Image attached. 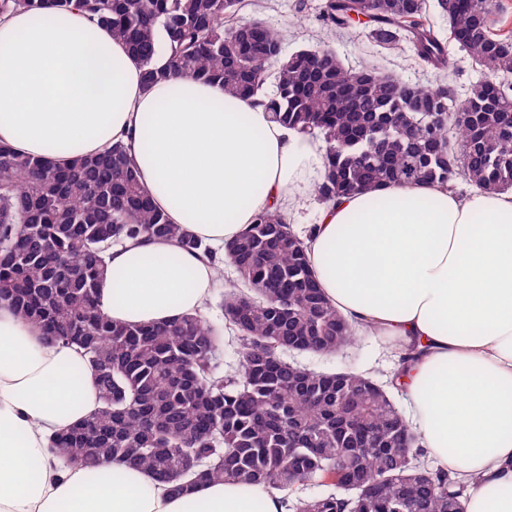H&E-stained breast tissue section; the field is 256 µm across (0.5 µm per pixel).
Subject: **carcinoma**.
I'll return each mask as SVG.
<instances>
[{"mask_svg": "<svg viewBox=\"0 0 512 512\" xmlns=\"http://www.w3.org/2000/svg\"><path fill=\"white\" fill-rule=\"evenodd\" d=\"M72 0H0V16L64 11ZM124 41L148 85L189 76L236 96L263 95L274 118L325 145L315 194L323 202L388 184L463 177L489 193L512 190V39L494 33L495 0H327L337 33L367 17L373 43L407 53L443 78L448 43L486 77L466 106L452 88L412 83L366 63L345 66L324 44L283 54V32L238 17L243 0H77ZM448 16V38L426 19ZM167 57L156 65L160 54ZM274 93H266L268 82ZM166 237L211 248L168 222L117 142L63 167L0 145V300L75 345L94 373L101 407L60 431L50 451L95 469L120 459L180 490L208 481L264 484L292 512H466L465 487L432 469L388 392L354 370L290 366L292 352L333 354L350 324L319 288L303 240L279 213L261 215L224 256L236 278L224 327L203 314L162 324L114 322L97 288L110 249ZM239 362L224 374L225 335ZM316 479L333 491L305 494Z\"/></svg>", "mask_w": 512, "mask_h": 512, "instance_id": "obj_1", "label": "carcinoma"}]
</instances>
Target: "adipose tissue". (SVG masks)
<instances>
[{"mask_svg":"<svg viewBox=\"0 0 512 512\" xmlns=\"http://www.w3.org/2000/svg\"><path fill=\"white\" fill-rule=\"evenodd\" d=\"M117 141L169 223L213 251L113 247L99 304L126 323L204 311L225 244L260 214L299 216L324 171L323 144L257 98L190 77L145 85L126 44L79 7L1 18L0 144L63 166ZM300 231L354 332L404 358L398 382L433 467L468 482L467 512H512V192L387 185L323 204ZM100 406L78 349L0 301V512H287L262 485L177 493L122 462L91 471L48 454Z\"/></svg>","mask_w":512,"mask_h":512,"instance_id":"1","label":"adipose tissue"}]
</instances>
